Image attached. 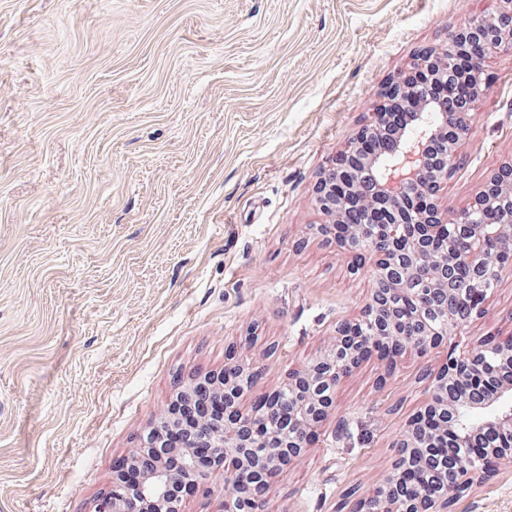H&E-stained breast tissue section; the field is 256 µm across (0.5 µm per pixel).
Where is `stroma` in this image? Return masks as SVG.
Returning <instances> with one entry per match:
<instances>
[{
  "mask_svg": "<svg viewBox=\"0 0 512 512\" xmlns=\"http://www.w3.org/2000/svg\"><path fill=\"white\" fill-rule=\"evenodd\" d=\"M501 0H0V512H93L179 381L279 390L332 345L373 257L316 231V185L420 50ZM441 211L512 160V55L491 51ZM512 329V265L460 353ZM444 353L340 384L264 512H351L399 457ZM223 468L181 512H224ZM451 512H512V468Z\"/></svg>",
  "mask_w": 512,
  "mask_h": 512,
  "instance_id": "1",
  "label": "stroma"
}]
</instances>
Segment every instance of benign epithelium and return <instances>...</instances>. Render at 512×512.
Segmentation results:
<instances>
[{"instance_id": "benign-epithelium-1", "label": "benign epithelium", "mask_w": 512, "mask_h": 512, "mask_svg": "<svg viewBox=\"0 0 512 512\" xmlns=\"http://www.w3.org/2000/svg\"><path fill=\"white\" fill-rule=\"evenodd\" d=\"M512 2L502 13L466 28L450 30L438 49H423L417 53L409 70L426 75L427 84H446L448 77L459 66V59L467 57L469 68L479 76L483 72L484 49L474 40L492 48L512 50ZM484 82L473 88L470 101L450 113L436 106L428 97L411 96L412 85L402 72L393 79L386 92L399 106L396 121L405 124L397 134L396 145L383 147L384 112L375 113L367 125L366 134L376 151L366 154L358 140H352L342 150L336 164L321 176L316 188V204L327 217L318 226L320 233L335 240L336 245L361 258L378 254L375 285L363 314L370 318L371 327L366 345L382 348L390 353V364L407 355L426 358L438 349H444L448 337L485 312L491 294L487 279L498 286L501 265L512 261V208L498 224H461L460 213L444 214L438 206V194L449 178L458 157L457 148L467 136L473 120V108L483 91ZM453 134L437 144L438 156L429 160V147L447 127ZM512 202V162L502 165L484 189L473 199L466 213L494 209L501 198ZM416 223L429 235L440 231L461 232L470 239V247L434 260V264L450 272L468 271L472 274L466 295L468 312L456 316L448 312V305L435 303L440 293L436 275L424 280L425 287L415 292L416 311L413 328L403 331L396 320L381 315L384 302L383 286L404 288L418 274L421 261L428 250L422 236L404 238L402 228ZM493 238L499 246V258H489L482 250L485 239ZM356 320H343L336 326V340L330 348L316 355L303 370L288 376V393L295 395L297 405L288 427H278L266 441L251 439L244 421L249 412L243 400L249 391L244 379H254L257 369L230 355L225 369L242 381L224 385V422L195 427L196 443L224 464L231 477L224 489V512H257L271 488V476L282 466L285 458L298 456L315 439L320 424L336 404V394L343 376L363 362V353L350 346V340H361L356 335ZM512 370V338L485 336L475 347L458 356H449L431 381L432 397L427 410L441 406L453 410L455 420L447 426L448 433L458 444L489 432L500 436V442L487 456L471 459L449 472L445 491L432 498L424 495L402 497L396 493L404 479V467L397 464L385 481L373 489L375 512H448L454 495L499 468L512 464V408L504 412L499 406L512 401V384L499 389L488 402L454 401L449 387L465 376ZM420 418L409 422L401 447L404 457L419 464L423 448L427 447L424 429L418 427ZM176 427L169 413H163L137 447L119 461V466L136 478L133 485L112 481L110 491L95 505V512H180L182 499L172 493V484L186 483L199 486L207 471L199 458L188 448H160L161 436Z\"/></svg>"}]
</instances>
